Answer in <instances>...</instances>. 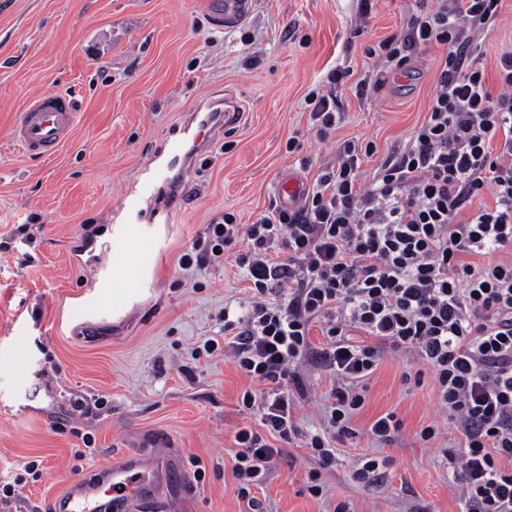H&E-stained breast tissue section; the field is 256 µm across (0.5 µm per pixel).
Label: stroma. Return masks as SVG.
Wrapping results in <instances>:
<instances>
[{
  "mask_svg": "<svg viewBox=\"0 0 512 512\" xmlns=\"http://www.w3.org/2000/svg\"><path fill=\"white\" fill-rule=\"evenodd\" d=\"M206 0H0V481L28 462L40 469L21 499L0 512H45L49 500L88 470L111 464L121 450L166 433L160 449L171 493L193 484L197 512H251L237 493L231 458L236 430L249 422L238 405L252 382L223 351L201 354L219 338L225 306L246 298L233 259L202 271L182 270L180 257L207 224L226 212L254 223L274 202L281 172L312 185L335 164L348 139L373 142L363 169L373 174L422 121L438 76L442 46L412 52L406 83L387 80L367 96L355 83L372 73L368 46L399 33L419 0H254L248 20L212 25ZM472 58L491 93L501 89L499 59L512 51V0H503L491 30L475 33ZM336 67L341 121L318 136L306 97ZM65 92L77 124L49 157L14 144L29 97ZM232 92L243 114L195 159L186 177L188 201L171 223L154 225L142 268L115 273L114 290L144 295L135 314L72 335L74 295L88 287L100 247L119 256L124 245L106 215L134 181L148 155L199 104ZM298 148L288 151L289 138ZM407 355L387 354L366 382L359 429L395 412L396 443L369 437L340 444L335 464L321 470L313 453L285 445L256 492L264 512H462L460 488L445 463L448 418L431 380L407 382ZM330 377L310 373L296 416L304 431L322 423ZM437 426L441 439L416 434ZM391 457L382 485L352 479L359 455ZM321 471L313 496L307 475Z\"/></svg>",
  "mask_w": 512,
  "mask_h": 512,
  "instance_id": "35a3bbf8",
  "label": "stroma"
}]
</instances>
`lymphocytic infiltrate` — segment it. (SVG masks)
Listing matches in <instances>:
<instances>
[{
  "label": "lymphocytic infiltrate",
  "mask_w": 512,
  "mask_h": 512,
  "mask_svg": "<svg viewBox=\"0 0 512 512\" xmlns=\"http://www.w3.org/2000/svg\"><path fill=\"white\" fill-rule=\"evenodd\" d=\"M501 0H436L397 35L369 47L378 66L359 95L402 69L412 51L446 46L422 123L373 176L362 165L372 143L343 141L301 205H271L255 223L234 213L207 225L180 259L201 270L238 242L235 262L250 283L247 306L224 320V354L251 380L244 409L261 432L242 428L233 474L252 512L276 442L301 441L330 466L338 442L358 438L352 418L384 354L402 351L432 374L437 403L454 434L445 449L462 489L463 512H512V52L499 59L506 89L491 94L468 60L471 36L493 27ZM331 70L307 99L317 135L341 120ZM494 208L480 206L483 193ZM467 221H459L464 209ZM324 341L313 346L312 328ZM360 340H353L352 332ZM331 377L318 431L303 432L295 399L306 366Z\"/></svg>",
  "instance_id": "f902f5d3"
}]
</instances>
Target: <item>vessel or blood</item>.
Listing matches in <instances>:
<instances>
[{
  "mask_svg": "<svg viewBox=\"0 0 512 512\" xmlns=\"http://www.w3.org/2000/svg\"><path fill=\"white\" fill-rule=\"evenodd\" d=\"M253 8V0H209L208 11L216 25L242 24ZM77 120L76 104L60 93L38 92L31 96L20 123L13 131L14 143L26 154L45 155L67 141ZM240 112L233 100L223 111L202 106L142 166L135 189L124 193L112 210L116 224H138L159 215L173 218L184 187L181 174L201 149L205 134H217L222 126L235 125ZM278 204L286 209L300 205L304 184L298 172L282 173L274 187ZM164 478L156 458L143 450L122 451L112 464L97 468L65 486L47 505L48 512H183L181 504L164 500Z\"/></svg>",
  "mask_w": 512,
  "mask_h": 512,
  "instance_id": "1",
  "label": "vessel or blood"
}]
</instances>
